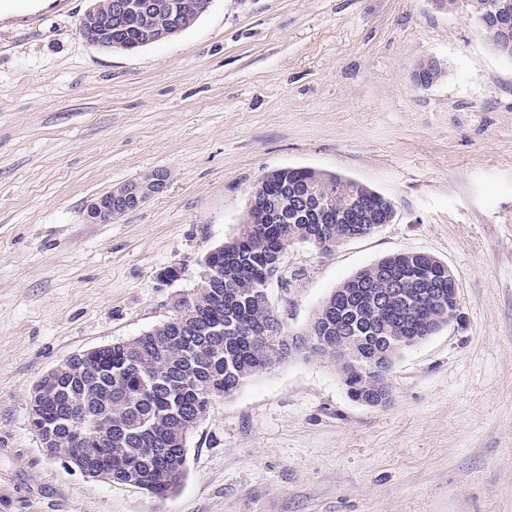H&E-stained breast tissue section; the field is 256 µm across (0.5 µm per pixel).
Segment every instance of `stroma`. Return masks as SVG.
<instances>
[{"instance_id": "stroma-1", "label": "stroma", "mask_w": 512, "mask_h": 512, "mask_svg": "<svg viewBox=\"0 0 512 512\" xmlns=\"http://www.w3.org/2000/svg\"><path fill=\"white\" fill-rule=\"evenodd\" d=\"M89 5L0 15V512H512V59L432 0H214L137 51L81 38ZM430 57L447 74L424 88L413 71ZM282 168L395 208L332 250L288 248L291 284L268 288L286 331L391 254L455 275L456 315L397 359L391 403L353 401L333 362L299 356L214 403L166 497L49 457L36 382L173 317ZM156 169L164 191L89 220ZM168 179V171L158 169L111 189L90 205L88 218L93 222H105L117 215L134 211L162 192Z\"/></svg>"}]
</instances>
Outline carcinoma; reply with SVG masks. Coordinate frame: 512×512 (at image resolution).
<instances>
[{"label":"carcinoma","instance_id":"obj_1","mask_svg":"<svg viewBox=\"0 0 512 512\" xmlns=\"http://www.w3.org/2000/svg\"><path fill=\"white\" fill-rule=\"evenodd\" d=\"M183 3L175 21L132 14L112 25V42L137 50L165 40L176 28L191 27L203 0ZM347 183L360 205L339 224ZM322 188L320 207L275 224L267 217L270 198L290 204L302 187ZM385 197L354 180L306 168H284L264 176L252 191L247 216L236 236L211 255L214 278L198 280L178 301L177 314L105 350L71 356L56 401L45 414L54 421L38 437L78 456L89 449L90 466L112 455V479L157 496L173 491L185 473L187 441L210 411L211 401L233 395L253 376L298 355L336 364L352 400L367 406L390 402L389 377L402 354L448 324L456 304L448 265L421 253L384 257L336 287L314 313L307 329L291 334L270 304L267 288L280 273L279 258L296 243L329 251L354 235H370L383 218ZM398 279L410 306L371 304V297ZM78 417L90 436L72 440L70 419ZM112 434L102 451L98 429Z\"/></svg>","mask_w":512,"mask_h":512}]
</instances>
